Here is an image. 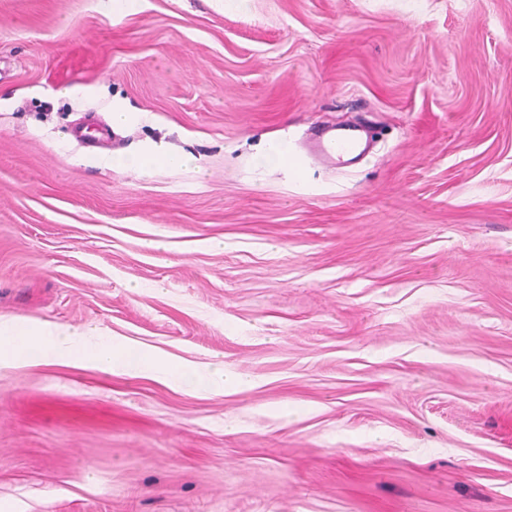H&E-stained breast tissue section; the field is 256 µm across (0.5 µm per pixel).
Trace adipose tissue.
Returning <instances> with one entry per match:
<instances>
[{"label": "adipose tissue", "instance_id": "adipose-tissue-1", "mask_svg": "<svg viewBox=\"0 0 512 512\" xmlns=\"http://www.w3.org/2000/svg\"><path fill=\"white\" fill-rule=\"evenodd\" d=\"M13 336L27 337L26 347L19 351L12 348L9 339ZM42 363L89 365L109 373H145L171 387H191L210 393L223 392L231 382L223 363L201 366L175 362L143 348L121 352L115 339L102 335L91 325L1 317L0 369Z\"/></svg>", "mask_w": 512, "mask_h": 512}]
</instances>
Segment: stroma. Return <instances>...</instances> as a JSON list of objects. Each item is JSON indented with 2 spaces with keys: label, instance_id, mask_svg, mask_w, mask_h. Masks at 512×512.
<instances>
[{
  "label": "stroma",
  "instance_id": "35a3bbf8",
  "mask_svg": "<svg viewBox=\"0 0 512 512\" xmlns=\"http://www.w3.org/2000/svg\"><path fill=\"white\" fill-rule=\"evenodd\" d=\"M1 316L250 384L0 370V512H512V0H0ZM369 153L368 130L364 124L322 128L315 140V154L336 164H353ZM120 155H122L126 160V164L131 165L126 168L138 171L143 175L148 174L150 168L153 166H161L167 168L188 166L197 167V160L191 154L174 152L161 145L153 146L147 152H130ZM145 158H149L154 162V164H142L140 166L136 165L134 167V164H139Z\"/></svg>",
  "mask_w": 512,
  "mask_h": 512
}]
</instances>
